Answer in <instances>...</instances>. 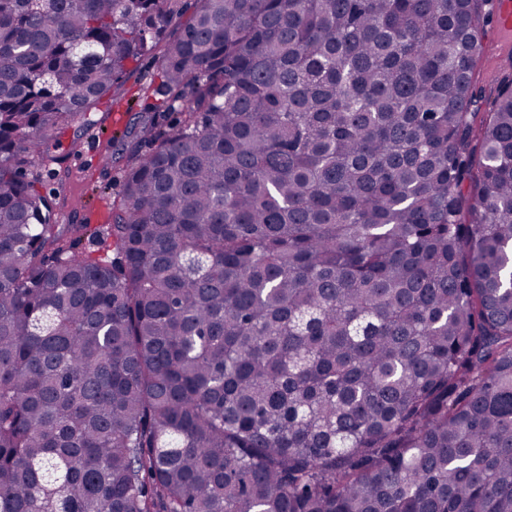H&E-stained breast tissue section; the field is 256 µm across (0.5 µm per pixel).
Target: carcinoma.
I'll return each instance as SVG.
<instances>
[{
  "label": "carcinoma",
  "instance_id": "carcinoma-1",
  "mask_svg": "<svg viewBox=\"0 0 512 512\" xmlns=\"http://www.w3.org/2000/svg\"><path fill=\"white\" fill-rule=\"evenodd\" d=\"M177 2L0 0V512H512L490 0H194L180 118L58 223L25 169Z\"/></svg>",
  "mask_w": 512,
  "mask_h": 512
}]
</instances>
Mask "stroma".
Returning <instances> with one entry per match:
<instances>
[{
  "label": "stroma",
  "instance_id": "obj_1",
  "mask_svg": "<svg viewBox=\"0 0 512 512\" xmlns=\"http://www.w3.org/2000/svg\"><path fill=\"white\" fill-rule=\"evenodd\" d=\"M157 59L152 52L129 64L114 83L109 102L92 112L91 127L79 134L66 132L58 146L66 156L63 165L29 168V177L38 181L42 191L55 195L60 223L92 229L109 223L112 201L124 179L123 164L110 163V155L140 117L155 116L162 127L176 120V112L163 104L166 94L156 77Z\"/></svg>",
  "mask_w": 512,
  "mask_h": 512
}]
</instances>
